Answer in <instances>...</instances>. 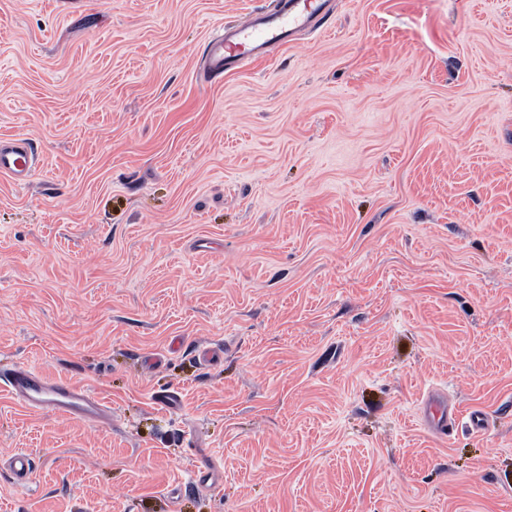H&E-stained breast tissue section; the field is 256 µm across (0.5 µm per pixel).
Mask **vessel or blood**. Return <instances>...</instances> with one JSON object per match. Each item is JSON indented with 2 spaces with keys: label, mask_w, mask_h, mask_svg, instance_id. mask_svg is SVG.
<instances>
[{
  "label": "vessel or blood",
  "mask_w": 512,
  "mask_h": 512,
  "mask_svg": "<svg viewBox=\"0 0 512 512\" xmlns=\"http://www.w3.org/2000/svg\"><path fill=\"white\" fill-rule=\"evenodd\" d=\"M333 12L332 0H280L272 9L225 28L206 45L204 81L222 77L268 47L292 42L301 32L322 28ZM33 160V149L25 139L0 140V173L17 184L27 183ZM0 382L11 398L27 410H49L96 425L112 422L109 405L94 392L72 382L50 380L35 368L16 367ZM426 407L438 416L433 423L436 434H450L458 421L455 409L446 407L434 392L427 396Z\"/></svg>",
  "instance_id": "1"
}]
</instances>
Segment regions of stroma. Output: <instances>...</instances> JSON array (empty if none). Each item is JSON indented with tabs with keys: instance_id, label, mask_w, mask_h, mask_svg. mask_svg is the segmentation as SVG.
Returning a JSON list of instances; mask_svg holds the SVG:
<instances>
[{
	"instance_id": "stroma-1",
	"label": "stroma",
	"mask_w": 512,
	"mask_h": 512,
	"mask_svg": "<svg viewBox=\"0 0 512 512\" xmlns=\"http://www.w3.org/2000/svg\"><path fill=\"white\" fill-rule=\"evenodd\" d=\"M274 4L0 0V372L112 407L0 389V512H512V0H336L199 81ZM212 37L205 48L203 80L210 82L271 46L288 44L301 32L320 29L334 12L332 0H281ZM33 160V149L26 139H0V173L8 175L17 184H27ZM3 382L11 398L27 410H49L96 425L112 423L109 405L84 386L52 381L41 371L28 366L14 368ZM425 403L427 409L433 415L431 424L433 425L436 434L449 435L458 421L455 409L451 408L449 405L447 409V407L440 400L438 394L435 392H432L427 396ZM434 413H440L441 415L437 421L435 419Z\"/></svg>"
}]
</instances>
